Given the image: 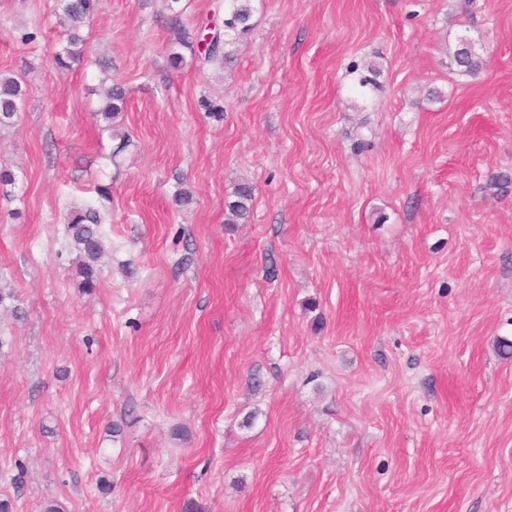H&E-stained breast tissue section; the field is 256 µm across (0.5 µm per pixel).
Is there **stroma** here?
Returning a JSON list of instances; mask_svg holds the SVG:
<instances>
[{"instance_id": "stroma-1", "label": "stroma", "mask_w": 512, "mask_h": 512, "mask_svg": "<svg viewBox=\"0 0 512 512\" xmlns=\"http://www.w3.org/2000/svg\"><path fill=\"white\" fill-rule=\"evenodd\" d=\"M62 6L0 0L10 512H512V0H257L219 66L224 0H100L67 70ZM452 61L464 75H477L486 66L484 48L467 35H461L452 52ZM25 91L13 77H0V125H8L20 111ZM234 200L228 202V220L229 224H237L240 220L247 218L253 201V189L247 184H238L232 191ZM99 223V215L91 208L74 210L68 218V232L80 253L77 268L82 277L80 286L85 290L96 288L99 279L96 265L102 253Z\"/></svg>"}]
</instances>
